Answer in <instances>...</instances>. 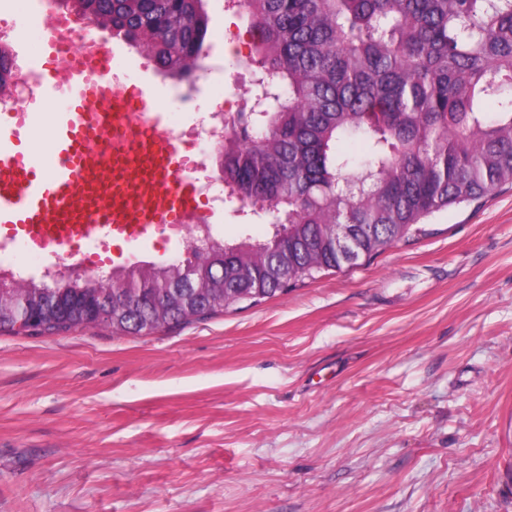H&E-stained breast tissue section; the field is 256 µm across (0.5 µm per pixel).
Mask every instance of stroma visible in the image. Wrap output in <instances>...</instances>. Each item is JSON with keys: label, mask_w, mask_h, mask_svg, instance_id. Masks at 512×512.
I'll return each instance as SVG.
<instances>
[{"label": "stroma", "mask_w": 512, "mask_h": 512, "mask_svg": "<svg viewBox=\"0 0 512 512\" xmlns=\"http://www.w3.org/2000/svg\"><path fill=\"white\" fill-rule=\"evenodd\" d=\"M203 8L201 68L151 80L224 113L253 87L250 21ZM204 216L270 236L236 201ZM188 245L113 242L93 271ZM0 512H512V188L203 321L1 331Z\"/></svg>", "instance_id": "1"}]
</instances>
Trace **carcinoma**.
Returning <instances> with one entry per match:
<instances>
[{"label":"carcinoma","mask_w":512,"mask_h":512,"mask_svg":"<svg viewBox=\"0 0 512 512\" xmlns=\"http://www.w3.org/2000/svg\"><path fill=\"white\" fill-rule=\"evenodd\" d=\"M143 48L181 80L198 70L202 0H58ZM257 34L254 64L273 97L226 124L225 197L288 230L252 257L217 242L189 269L148 264L86 288L77 271L30 280L0 304V331L28 308L55 335L112 310V330L147 334L245 301L256 304L354 267L419 231L432 214L512 184V0H235ZM364 144L360 154L339 145ZM335 224L353 246H334ZM139 291L133 308L115 285Z\"/></svg>","instance_id":"1"}]
</instances>
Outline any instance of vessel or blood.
Instances as JSON below:
<instances>
[{
    "label": "vessel or blood",
    "mask_w": 512,
    "mask_h": 512,
    "mask_svg": "<svg viewBox=\"0 0 512 512\" xmlns=\"http://www.w3.org/2000/svg\"><path fill=\"white\" fill-rule=\"evenodd\" d=\"M48 47L54 66L34 72L37 96L65 92L69 102L53 127L51 165L0 134V237L74 258L97 234L134 244L198 218L201 197L178 141L148 104L145 65L118 86L112 66L121 45L82 40L73 58L56 38Z\"/></svg>",
    "instance_id": "obj_1"
}]
</instances>
